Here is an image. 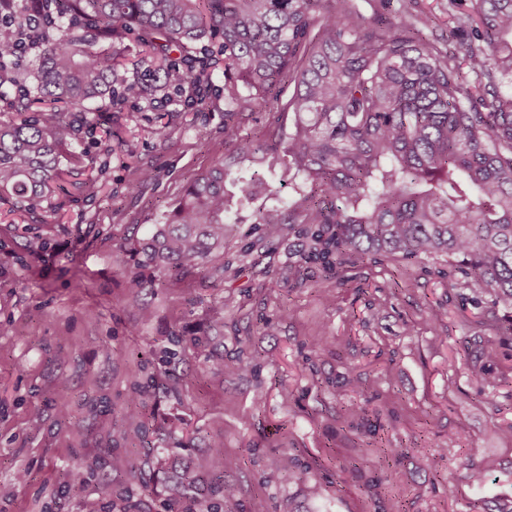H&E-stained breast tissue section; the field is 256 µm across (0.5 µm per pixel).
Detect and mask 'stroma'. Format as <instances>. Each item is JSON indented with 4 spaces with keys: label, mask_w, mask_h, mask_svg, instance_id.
Returning <instances> with one entry per match:
<instances>
[{
    "label": "stroma",
    "mask_w": 512,
    "mask_h": 512,
    "mask_svg": "<svg viewBox=\"0 0 512 512\" xmlns=\"http://www.w3.org/2000/svg\"><path fill=\"white\" fill-rule=\"evenodd\" d=\"M211 80L202 104L88 113L93 135L70 146L82 187L45 216L0 203V512H170L167 486L217 439L238 494L200 512L512 502V312L475 306L447 257L297 271L301 231L269 238L256 222L297 199L280 166L276 196L230 210L234 232L202 268L129 288L125 268L152 276L139 242L231 154L223 63ZM134 403L141 440L126 435ZM387 448L406 454L393 464Z\"/></svg>",
    "instance_id": "1"
}]
</instances>
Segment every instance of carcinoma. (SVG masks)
Instances as JSON below:
<instances>
[{"label": "carcinoma", "instance_id": "1", "mask_svg": "<svg viewBox=\"0 0 512 512\" xmlns=\"http://www.w3.org/2000/svg\"><path fill=\"white\" fill-rule=\"evenodd\" d=\"M0 0V52L30 31L31 16L67 19L45 29L32 76L13 72L11 110L0 122V202L31 216L65 191L62 154L78 132L74 118L94 106H120L132 94L149 104L202 103L211 96L208 48L224 60V141L260 154L302 181L303 207L270 206L256 223L268 236L303 224L298 263L333 267L346 255L448 257L473 301L512 309V0H476L478 23L448 0V33L419 0H399L398 21L367 17L351 0ZM134 40L159 60L149 80L130 84L115 46ZM288 129L271 142L239 136L240 114L278 96ZM241 198L276 193L264 169L232 176L230 165L199 175L163 212L140 250L166 281L196 269L224 246L230 208L224 183ZM224 444L209 465L170 488L177 508L189 489L225 498Z\"/></svg>", "mask_w": 512, "mask_h": 512}]
</instances>
